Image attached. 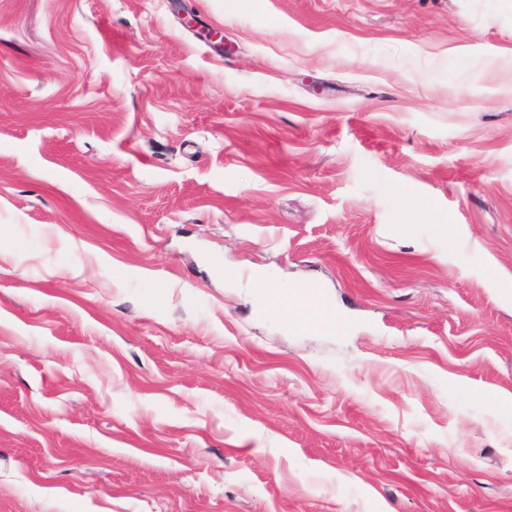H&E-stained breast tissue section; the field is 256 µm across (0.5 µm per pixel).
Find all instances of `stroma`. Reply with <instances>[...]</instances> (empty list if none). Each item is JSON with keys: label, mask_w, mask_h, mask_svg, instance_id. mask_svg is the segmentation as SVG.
<instances>
[{"label": "stroma", "mask_w": 512, "mask_h": 512, "mask_svg": "<svg viewBox=\"0 0 512 512\" xmlns=\"http://www.w3.org/2000/svg\"><path fill=\"white\" fill-rule=\"evenodd\" d=\"M0 512H512V0H0ZM254 296L262 308L267 309L271 314L287 319L289 322L299 321L301 314L298 309L309 303L305 300L290 301L283 296L274 286L267 281L262 282L259 289L253 288Z\"/></svg>", "instance_id": "stroma-1"}]
</instances>
